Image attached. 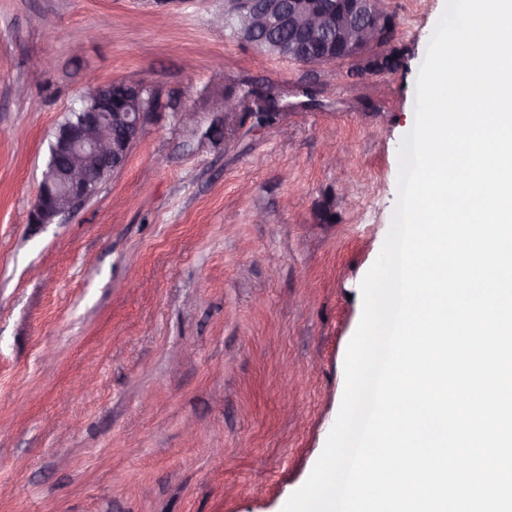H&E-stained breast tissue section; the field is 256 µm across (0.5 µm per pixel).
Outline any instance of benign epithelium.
<instances>
[{
    "mask_svg": "<svg viewBox=\"0 0 512 512\" xmlns=\"http://www.w3.org/2000/svg\"><path fill=\"white\" fill-rule=\"evenodd\" d=\"M230 21L238 25L237 39L250 46L257 31L277 25L288 29L295 41L317 47V54L298 63L319 67L371 58L372 73L382 70L378 54L396 33L395 17L383 0H348L342 7L315 0H225L224 22ZM120 85L123 97L115 99L112 84L94 83L83 100L79 121L54 133L31 223H52L93 196L105 173L125 165L143 134L147 107L142 94L148 86L134 79ZM240 108L238 98H224V130L239 123Z\"/></svg>",
    "mask_w": 512,
    "mask_h": 512,
    "instance_id": "1",
    "label": "benign epithelium"
}]
</instances>
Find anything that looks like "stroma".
Listing matches in <instances>:
<instances>
[{"mask_svg": "<svg viewBox=\"0 0 512 512\" xmlns=\"http://www.w3.org/2000/svg\"><path fill=\"white\" fill-rule=\"evenodd\" d=\"M385 4L395 64L369 74L257 59L224 0H0V512H282L304 484L446 0ZM92 76L156 105L123 169L30 223ZM269 88L280 117L209 137Z\"/></svg>", "mask_w": 512, "mask_h": 512, "instance_id": "1", "label": "stroma"}]
</instances>
